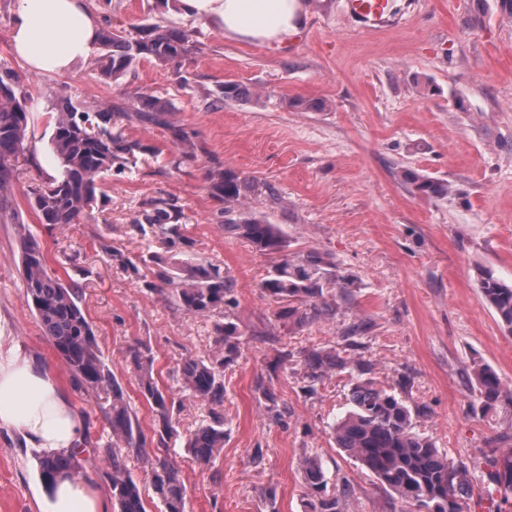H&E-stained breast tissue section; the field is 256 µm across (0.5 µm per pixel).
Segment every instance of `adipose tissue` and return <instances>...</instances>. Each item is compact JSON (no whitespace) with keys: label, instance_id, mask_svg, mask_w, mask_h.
I'll return each mask as SVG.
<instances>
[{"label":"adipose tissue","instance_id":"obj_1","mask_svg":"<svg viewBox=\"0 0 512 512\" xmlns=\"http://www.w3.org/2000/svg\"><path fill=\"white\" fill-rule=\"evenodd\" d=\"M178 10L250 43H284L306 16L303 0H176ZM98 19L86 0H17L11 28L16 55L31 70L61 74L97 45ZM16 432L28 447L70 453L83 422L52 376L9 337L0 335V428ZM43 512H107L87 484L58 476Z\"/></svg>","mask_w":512,"mask_h":512}]
</instances>
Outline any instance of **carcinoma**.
Listing matches in <instances>:
<instances>
[{"instance_id":"obj_1","label":"carcinoma","mask_w":512,"mask_h":512,"mask_svg":"<svg viewBox=\"0 0 512 512\" xmlns=\"http://www.w3.org/2000/svg\"><path fill=\"white\" fill-rule=\"evenodd\" d=\"M194 31L160 22L130 31L101 29L99 45L101 74L119 79L141 61L152 58L166 64H179L196 48ZM251 92L236 83L219 88V99L243 100ZM31 96L23 91V76L6 63H0V220H19L13 206L15 162L25 148ZM135 114L142 122L166 124L163 115L171 108L162 99L136 93ZM110 109L93 112L77 107L72 99H58L53 116L51 144L59 162V172L32 189L27 195L29 209L39 223L48 226L78 224L94 220L98 201L104 197L103 181L112 172L122 174L137 167L139 156L156 157L159 151L127 137L113 126ZM178 154L176 163L194 159L179 131H173ZM403 180L426 197L448 194V183L426 177L414 170L402 171ZM212 197L222 204L218 218L227 234L242 237L267 254L277 253L261 282L269 296L286 303L276 318L303 326L314 319H332L336 308L323 299L329 286L347 285V278L336 273V264L321 255L308 253L288 258L287 241L275 224H268L241 212L237 205L252 189V183L231 168L212 169L207 174ZM189 217L178 201L159 195L141 202L126 234L160 252H147L131 260L115 246L100 244L103 254L142 282L144 288L165 296L173 306L191 316H214V351L182 359L176 374L180 390L209 409V421L188 438L191 459L212 462L224 448V370L240 352L242 333L234 322L236 279L219 264L202 263L193 257L194 239L188 233ZM21 277L24 295L32 306L44 336L67 367L76 387L95 397L110 432L107 442L97 448L108 465L106 475L118 512H146L140 483L130 474L127 460L143 453L147 441L156 452L149 459L146 476L165 512H185L186 487L180 468L170 460L167 440L175 433L173 412L179 404L175 393L159 387L154 377V356L148 344L139 342L127 351L142 398L152 407L157 429L147 438L136 411L105 362L101 347L82 307V285L73 278L53 273L47 258L28 225L18 224ZM146 268L150 274L140 272ZM481 289L486 302L501 322L512 331V284L487 274ZM311 380L330 371L350 367L335 349L313 350L304 357ZM471 384L481 409L495 410L502 403L512 405V391L504 389L499 375L487 365L474 369ZM352 408L332 426L336 446L369 470L381 489L424 512H465L473 483L468 466L455 462L434 443L415 430L413 416L421 408L410 409L403 400L371 382L356 385L351 394ZM43 484L51 487L57 474L83 476V453L37 454ZM489 475L499 491L512 494V450L493 452L488 458ZM307 489L304 512H341L340 498L329 492L322 462L307 456L301 464Z\"/></svg>"}]
</instances>
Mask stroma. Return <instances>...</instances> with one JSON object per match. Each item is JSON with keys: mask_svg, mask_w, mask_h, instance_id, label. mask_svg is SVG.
Masks as SVG:
<instances>
[{"mask_svg": "<svg viewBox=\"0 0 512 512\" xmlns=\"http://www.w3.org/2000/svg\"><path fill=\"white\" fill-rule=\"evenodd\" d=\"M15 3L0 0V60L26 73L32 105L14 203L48 258L73 251L90 269L82 306L145 434L155 423L131 375L128 348L148 343L160 385L173 388L177 364L212 348V320L143 288L101 252L100 241L139 257L142 247L126 227L142 200L168 195L190 218L198 259L220 264L237 281L243 336L239 357L224 372L223 452L209 464L194 462L185 443L208 409L186 396L174 413L168 455L181 468L186 512H302L300 462L311 454L321 458L330 488H347L344 512H401L402 503L331 436L353 387L366 379L408 407L425 408L418 432L473 466L466 512H512V501L489 484L484 460L489 449L512 448V406L483 412L470 382L479 363L512 389V332L481 293L485 274L512 282V152L499 148L512 141V19L500 0H391L399 21L377 31L353 20L344 0H305L299 34L264 45L227 38L172 11L167 0H87L116 29L162 21L196 31L197 49L181 67L147 59L115 81L102 76L94 55L61 75L30 71L11 48ZM226 82L249 87L255 98L216 102ZM137 92L174 106L166 125H124L127 136L163 156L133 174L107 176L95 222L39 224L26 195L57 173V96L118 112ZM313 102L320 110H310ZM176 129L186 132L195 155L178 167L166 154ZM216 166L253 179L246 209L280 227L289 255L319 253L352 281L351 299L336 288L324 291L335 319L301 327L276 320L280 305L260 286L273 258L225 235L205 180ZM407 168L448 182V196L415 194L400 177ZM360 319L369 331L346 340L345 328ZM0 325L80 413L86 448L105 442L93 398L74 387L27 303L9 223H0ZM322 347L343 350L367 371L310 381L302 355ZM260 381L275 393L282 421L257 392ZM46 494L33 449L0 428V512H39Z\"/></svg>", "mask_w": 512, "mask_h": 512, "instance_id": "35a3bbf8", "label": "stroma"}]
</instances>
